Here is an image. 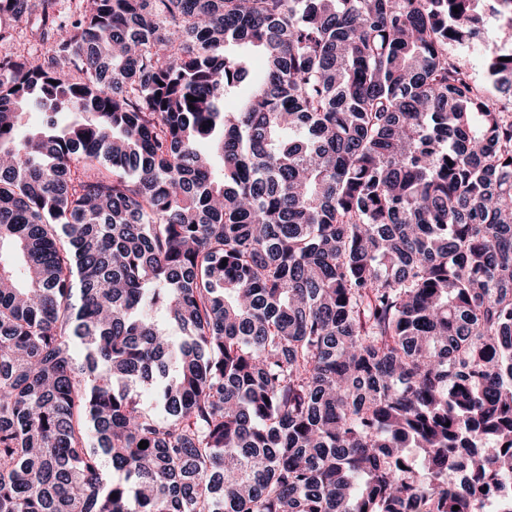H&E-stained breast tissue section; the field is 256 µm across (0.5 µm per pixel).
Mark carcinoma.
<instances>
[{
  "label": "carcinoma",
  "mask_w": 512,
  "mask_h": 512,
  "mask_svg": "<svg viewBox=\"0 0 512 512\" xmlns=\"http://www.w3.org/2000/svg\"><path fill=\"white\" fill-rule=\"evenodd\" d=\"M487 1L512 36V0H0L45 44L0 57V512H481L512 52L480 87L448 46Z\"/></svg>",
  "instance_id": "obj_1"
}]
</instances>
